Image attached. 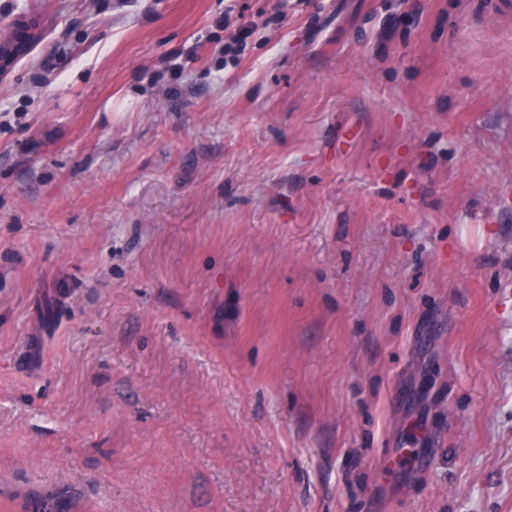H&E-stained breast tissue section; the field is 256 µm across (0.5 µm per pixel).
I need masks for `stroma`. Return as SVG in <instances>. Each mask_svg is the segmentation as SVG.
I'll list each match as a JSON object with an SVG mask.
<instances>
[{
  "label": "stroma",
  "instance_id": "1",
  "mask_svg": "<svg viewBox=\"0 0 512 512\" xmlns=\"http://www.w3.org/2000/svg\"><path fill=\"white\" fill-rule=\"evenodd\" d=\"M485 3L0 0V512H512ZM20 26H27L32 31V36L27 41H24L22 46L13 39L8 33H6L0 42V61L2 64L11 62L22 50L23 46L29 42L38 31L43 27L44 20L36 15H27L24 19L19 20Z\"/></svg>",
  "mask_w": 512,
  "mask_h": 512
}]
</instances>
